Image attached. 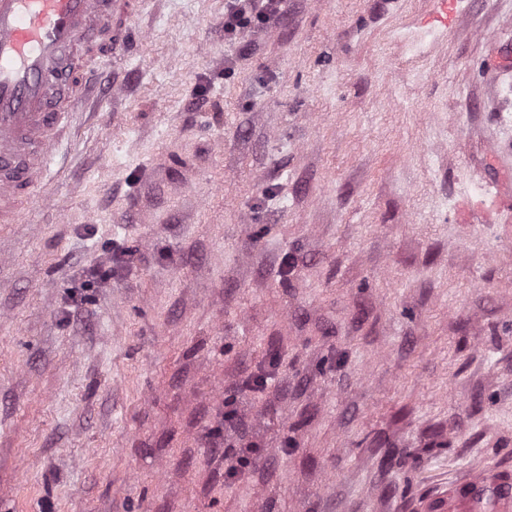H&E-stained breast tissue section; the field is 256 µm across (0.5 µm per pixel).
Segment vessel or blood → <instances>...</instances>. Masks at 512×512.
<instances>
[{
    "label": "vessel or blood",
    "instance_id": "b4317fda",
    "mask_svg": "<svg viewBox=\"0 0 512 512\" xmlns=\"http://www.w3.org/2000/svg\"><path fill=\"white\" fill-rule=\"evenodd\" d=\"M137 0H0V224L37 199L59 145L99 100L94 56L127 39ZM420 512H512V470L449 481Z\"/></svg>",
    "mask_w": 512,
    "mask_h": 512
}]
</instances>
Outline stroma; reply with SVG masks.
<instances>
[{"instance_id":"35a3bbf8","label":"stroma","mask_w":512,"mask_h":512,"mask_svg":"<svg viewBox=\"0 0 512 512\" xmlns=\"http://www.w3.org/2000/svg\"><path fill=\"white\" fill-rule=\"evenodd\" d=\"M435 2L232 39L140 0L0 225V512H413L512 468V0Z\"/></svg>"}]
</instances>
